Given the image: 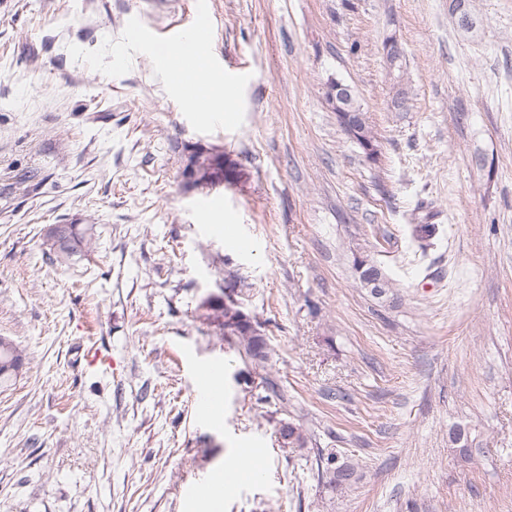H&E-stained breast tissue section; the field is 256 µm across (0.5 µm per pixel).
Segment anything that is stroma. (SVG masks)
<instances>
[{
    "label": "stroma",
    "instance_id": "stroma-1",
    "mask_svg": "<svg viewBox=\"0 0 512 512\" xmlns=\"http://www.w3.org/2000/svg\"><path fill=\"white\" fill-rule=\"evenodd\" d=\"M194 2L0 0V336L26 356L0 385V512H193L187 487L238 454L262 475L224 512H512V0H472L470 33L448 0H210L221 125L153 51ZM332 78L376 159L327 105ZM198 146L246 180L189 186ZM209 195L223 219L199 213ZM56 224L93 225L95 247L59 264ZM358 254L392 293L361 287ZM232 278L306 448L281 445L261 375L197 316ZM215 362L212 417L195 373ZM321 448L359 462L355 489L319 484Z\"/></svg>",
    "mask_w": 512,
    "mask_h": 512
}]
</instances>
